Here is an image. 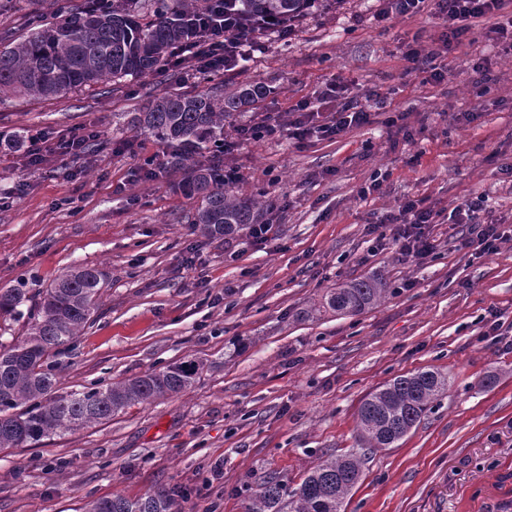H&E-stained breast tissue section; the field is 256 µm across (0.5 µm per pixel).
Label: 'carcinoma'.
Listing matches in <instances>:
<instances>
[{"label": "carcinoma", "instance_id": "cac0c4a2", "mask_svg": "<svg viewBox=\"0 0 512 512\" xmlns=\"http://www.w3.org/2000/svg\"><path fill=\"white\" fill-rule=\"evenodd\" d=\"M310 0H224V11L259 37L271 19L292 22ZM208 0H101L74 10L56 0L53 14L32 13L27 35L0 45V97L47 98L99 82L115 84L167 69L170 51L201 37L189 17ZM271 90L245 79L224 93H167L131 118V126L173 149L169 164L186 169L184 186L201 198L194 229L209 238L239 233L260 223L263 205L224 188L220 141L224 121L255 109ZM104 273L77 265L60 273L31 301L29 289L0 293V315L27 316L23 336L0 340V449L23 448L55 434L112 418L127 407L178 394L192 386L204 362L170 364L124 381L53 395L56 377L44 367L50 354L69 344L94 321ZM381 278L349 280L331 289L322 308L355 315L383 299ZM448 390V377L434 368L394 377L366 397L358 409L362 447L331 456L293 490L276 476L258 483L246 512H345L347 498L362 477L365 450L394 448ZM85 512H178L174 495L159 491L129 500L120 495L90 501Z\"/></svg>", "mask_w": 512, "mask_h": 512}]
</instances>
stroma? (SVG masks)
I'll list each match as a JSON object with an SVG mask.
<instances>
[{
	"instance_id": "1",
	"label": "stroma",
	"mask_w": 512,
	"mask_h": 512,
	"mask_svg": "<svg viewBox=\"0 0 512 512\" xmlns=\"http://www.w3.org/2000/svg\"><path fill=\"white\" fill-rule=\"evenodd\" d=\"M388 8L317 2L287 38L263 37L243 69L0 102L1 134L51 149L37 165L24 147L0 153V291L24 278L37 295L77 264L105 274L95 322L50 359L56 394L205 362L184 392L0 451V512H83L162 489L179 493L181 512H245L262 477L293 488L328 455L359 448L363 398L429 366L447 373L446 394L397 447L370 453L346 512H512V242L476 259L459 246L463 225L434 224V253L417 266L368 232L404 201L447 212L476 195L512 225V53L489 39L493 16L448 51L431 7ZM414 44L436 51L443 80L412 62ZM476 54L490 62L489 85L468 66ZM246 76L271 93L225 122L224 167L237 174L229 190L263 202L274 231L263 245L194 231L199 201L183 172L128 125L163 93ZM329 83L387 106L336 138L293 139L298 102L314 101V124L335 118L338 101L317 98ZM468 110L476 120H460ZM267 116L278 133L240 136ZM71 134L104 148L55 153ZM376 275L389 292L373 308L306 317L330 288ZM492 309L495 335L482 322Z\"/></svg>"
}]
</instances>
